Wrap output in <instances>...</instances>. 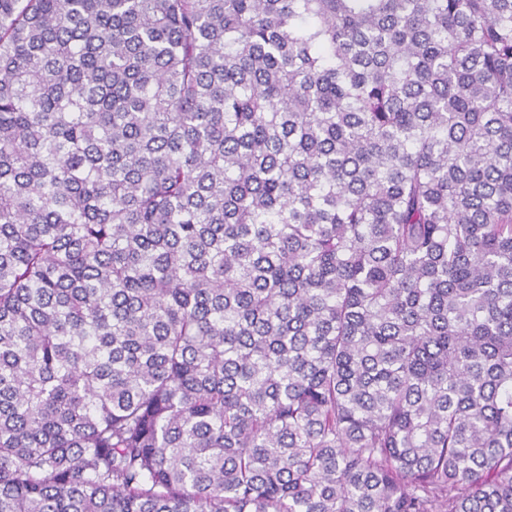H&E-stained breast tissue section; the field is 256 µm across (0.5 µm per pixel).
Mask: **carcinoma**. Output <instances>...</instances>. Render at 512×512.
I'll return each instance as SVG.
<instances>
[{
  "mask_svg": "<svg viewBox=\"0 0 512 512\" xmlns=\"http://www.w3.org/2000/svg\"><path fill=\"white\" fill-rule=\"evenodd\" d=\"M0 512H512V0H0Z\"/></svg>",
  "mask_w": 512,
  "mask_h": 512,
  "instance_id": "obj_1",
  "label": "carcinoma"
}]
</instances>
